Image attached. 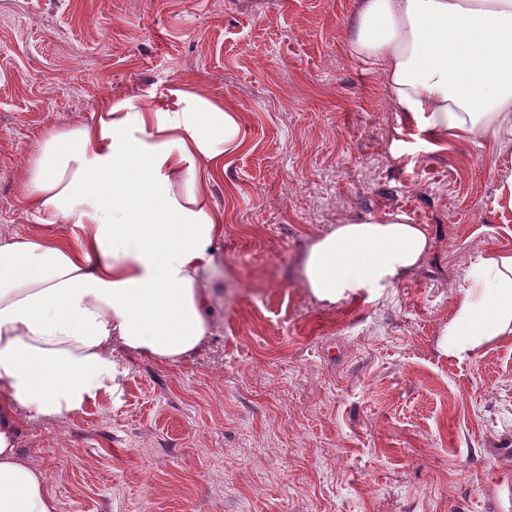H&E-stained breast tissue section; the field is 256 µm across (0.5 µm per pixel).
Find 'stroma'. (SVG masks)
<instances>
[{
  "mask_svg": "<svg viewBox=\"0 0 512 512\" xmlns=\"http://www.w3.org/2000/svg\"><path fill=\"white\" fill-rule=\"evenodd\" d=\"M354 0H0V239L39 233L20 173L101 104L233 106L242 146L202 182L224 214L216 326L193 359L121 350L119 387L27 423L56 512H512V335L467 359L442 331L512 251V144H435L349 53ZM401 211L429 252L378 298L301 286L312 241Z\"/></svg>",
  "mask_w": 512,
  "mask_h": 512,
  "instance_id": "obj_1",
  "label": "stroma"
}]
</instances>
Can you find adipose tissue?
Here are the masks:
<instances>
[{
    "mask_svg": "<svg viewBox=\"0 0 512 512\" xmlns=\"http://www.w3.org/2000/svg\"><path fill=\"white\" fill-rule=\"evenodd\" d=\"M354 14L351 56L381 67L387 101L420 133L512 142V0H354ZM178 103L104 104L92 124L50 129L23 171L44 231L0 240V512H56L44 477L19 459L25 422L116 389L114 350L173 364L213 333L224 219L199 183L242 140L221 103L185 91ZM429 243L401 212L348 218L310 244L302 285L327 303L378 296ZM469 276L441 338L458 358L512 335V251L480 258Z\"/></svg>",
    "mask_w": 512,
    "mask_h": 512,
    "instance_id": "1",
    "label": "adipose tissue"
}]
</instances>
